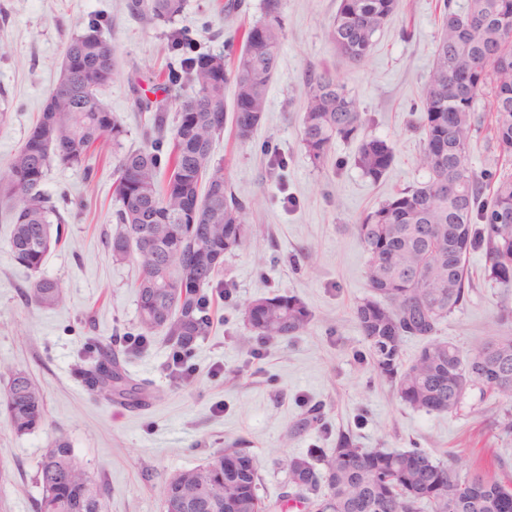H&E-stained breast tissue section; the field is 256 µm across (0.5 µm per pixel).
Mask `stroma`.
Returning <instances> with one entry per match:
<instances>
[{
	"mask_svg": "<svg viewBox=\"0 0 512 512\" xmlns=\"http://www.w3.org/2000/svg\"><path fill=\"white\" fill-rule=\"evenodd\" d=\"M186 0L177 25L197 52L219 54L238 43L243 26L258 20L264 0ZM337 0H283L285 29L266 110L249 142L232 130L216 138L235 195L245 202L247 243L224 259L229 297L213 295L210 336L191 357L192 374L178 381L168 369L169 348L152 336L120 364L154 393L131 408L97 401L75 367L100 344L138 336L135 261L116 262L104 239L112 219L113 165L81 169L53 164L44 189L66 218L64 246L44 260L42 275L62 288L58 305L26 304L29 272L8 251L11 224L0 203V371L26 370L44 393L46 421L16 434L0 410V512H36L37 466L52 439L65 434L85 471L110 488L104 512H163L160 482L204 464L227 447L250 451L261 464L259 495L272 512H290L285 458L321 449L330 455L348 436L362 448H421L460 472L481 467L512 478V434L503 412L470 392L451 413L406 405L382 379L355 319L370 290L367 254L354 230L361 215L391 193L418 186L428 173L422 149L420 99L439 34L443 0H399L364 65L337 56L326 37ZM99 21L116 47L114 75L99 97L123 118L126 147L142 146L150 115L132 110L129 82L138 79L152 99L179 95L168 81L169 53L161 29L128 16L122 0H0V176L56 85L70 36ZM355 94L369 117L366 134L388 140L394 161L377 181L364 176L357 144L336 141L327 163L314 167L301 143L308 76L322 68ZM465 267L473 287L443 322L441 339L469 351L512 336L500 307H512V289L491 280L482 252ZM292 295L312 314L295 336L264 341L246 334L243 307L258 297ZM318 422H308L310 409Z\"/></svg>",
	"mask_w": 512,
	"mask_h": 512,
	"instance_id": "35a3bbf8",
	"label": "stroma"
}]
</instances>
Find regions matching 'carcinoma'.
I'll return each instance as SVG.
<instances>
[{
	"instance_id": "obj_1",
	"label": "carcinoma",
	"mask_w": 512,
	"mask_h": 512,
	"mask_svg": "<svg viewBox=\"0 0 512 512\" xmlns=\"http://www.w3.org/2000/svg\"><path fill=\"white\" fill-rule=\"evenodd\" d=\"M123 5L146 25L167 27L171 48L190 45L188 33L176 27L185 0ZM397 7L398 0H339L327 26L336 54L352 66L363 64ZM282 32L281 0H265L263 17L242 31L241 48L231 59L201 54L169 64L170 82L185 88L175 102L152 101L131 82L133 110L149 112L151 119L146 144L127 150L126 125L98 96L112 81L115 46L94 24L72 34L61 78L0 178V199L10 203V255L32 277L23 292L26 303L51 308L61 295L59 282L41 274L46 255L63 244L65 223L42 189L46 172L56 162L89 176L93 152L108 143L115 157L113 217L119 231L107 247L117 261L134 255L139 260L141 340L158 333L171 356L194 352L211 330L207 289L229 294L219 279L224 257L248 237L244 205L231 189L224 161L213 153L224 131V91L234 89L231 124L236 139L247 142L265 110ZM421 112L420 163L428 179L393 193L355 225L374 298L358 304L354 315L379 375L402 402L426 413H449L476 389L481 398L506 406L501 427L511 434L512 336L464 352L438 340L437 332L468 296L470 251H483L489 277L512 287V222L501 221L512 216V171L478 172L469 163L481 141L502 165L512 166V0H443ZM367 123L358 99L335 72L324 68L309 76L301 144L315 167L325 165L336 141H356L355 165L379 180L393 162V146L365 135ZM311 318L295 296L257 298L243 312L246 329L267 341L300 333ZM408 338L423 345L405 366L401 354ZM77 372L105 402L139 407L149 397L108 347L98 348ZM0 402L17 434L44 423L43 390L24 370L9 372ZM324 465L320 471L305 458L288 459L295 489L290 499L314 512H512V480L478 468L463 475L421 448H359L343 435ZM36 482V512H103L109 493L87 476L63 435L42 457ZM258 484L255 456L230 447L162 480L159 494L165 505L189 502L184 512H224L226 499L233 501V512H270ZM201 485L212 500L196 499Z\"/></svg>"
}]
</instances>
